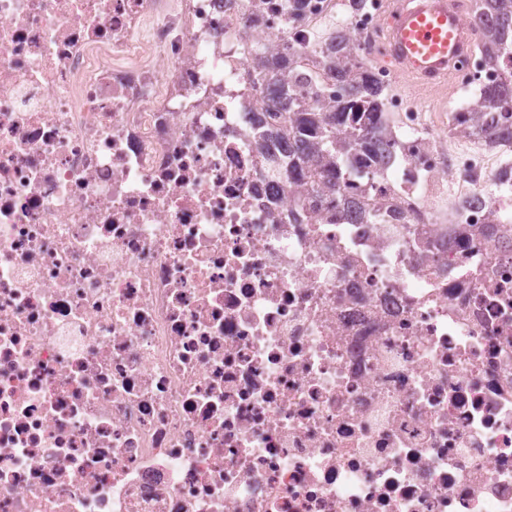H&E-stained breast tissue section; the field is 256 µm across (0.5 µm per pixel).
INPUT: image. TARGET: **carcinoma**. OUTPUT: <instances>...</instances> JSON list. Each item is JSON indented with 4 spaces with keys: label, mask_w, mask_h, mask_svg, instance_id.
Returning <instances> with one entry per match:
<instances>
[{
    "label": "carcinoma",
    "mask_w": 512,
    "mask_h": 512,
    "mask_svg": "<svg viewBox=\"0 0 512 512\" xmlns=\"http://www.w3.org/2000/svg\"><path fill=\"white\" fill-rule=\"evenodd\" d=\"M476 47L490 61L498 52L512 54V0H470ZM267 85L268 106L277 108L288 101V151L294 167L306 171L311 189L328 196L338 193L345 170L341 157L359 152L379 160L388 149L385 129L377 116L382 112L384 91L370 79L364 61L354 57L328 60L329 71L342 85L343 96L336 104L311 108L294 98L290 89L307 81L306 72L271 52L260 55ZM481 112H503L512 116V78L485 88L476 103Z\"/></svg>",
    "instance_id": "1"
}]
</instances>
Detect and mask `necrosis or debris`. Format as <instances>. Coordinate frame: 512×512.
Wrapping results in <instances>:
<instances>
[{"label": "necrosis or debris", "instance_id": "necrosis-or-debris-1", "mask_svg": "<svg viewBox=\"0 0 512 512\" xmlns=\"http://www.w3.org/2000/svg\"><path fill=\"white\" fill-rule=\"evenodd\" d=\"M386 3L0 0V512H512L499 113L387 97L336 202L253 134L257 52L334 101L316 23Z\"/></svg>", "mask_w": 512, "mask_h": 512}]
</instances>
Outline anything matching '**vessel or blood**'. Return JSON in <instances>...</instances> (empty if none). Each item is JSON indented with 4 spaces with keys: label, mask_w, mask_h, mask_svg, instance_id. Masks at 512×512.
Listing matches in <instances>:
<instances>
[{
    "label": "vessel or blood",
    "mask_w": 512,
    "mask_h": 512,
    "mask_svg": "<svg viewBox=\"0 0 512 512\" xmlns=\"http://www.w3.org/2000/svg\"><path fill=\"white\" fill-rule=\"evenodd\" d=\"M383 22L388 29L387 63L424 84L443 82L454 60L476 46L464 0H412Z\"/></svg>",
    "instance_id": "b4317fda"
}]
</instances>
